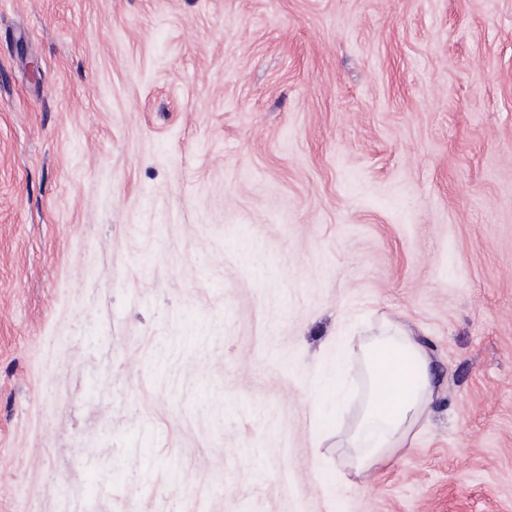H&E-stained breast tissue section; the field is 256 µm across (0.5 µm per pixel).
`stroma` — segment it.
Listing matches in <instances>:
<instances>
[{"mask_svg":"<svg viewBox=\"0 0 512 512\" xmlns=\"http://www.w3.org/2000/svg\"><path fill=\"white\" fill-rule=\"evenodd\" d=\"M0 512H512V0H0ZM367 392L361 416L345 440L359 476L377 472L430 413L436 391L422 341L397 323L363 346ZM412 436V435H411Z\"/></svg>","mask_w":512,"mask_h":512,"instance_id":"1","label":"stroma"}]
</instances>
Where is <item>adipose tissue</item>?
<instances>
[{
    "label": "adipose tissue",
    "instance_id": "obj_1",
    "mask_svg": "<svg viewBox=\"0 0 512 512\" xmlns=\"http://www.w3.org/2000/svg\"><path fill=\"white\" fill-rule=\"evenodd\" d=\"M367 392L361 416L345 445L352 448L358 475L377 472L404 447L429 414L436 391L432 361L422 341L397 323L362 347Z\"/></svg>",
    "mask_w": 512,
    "mask_h": 512
}]
</instances>
